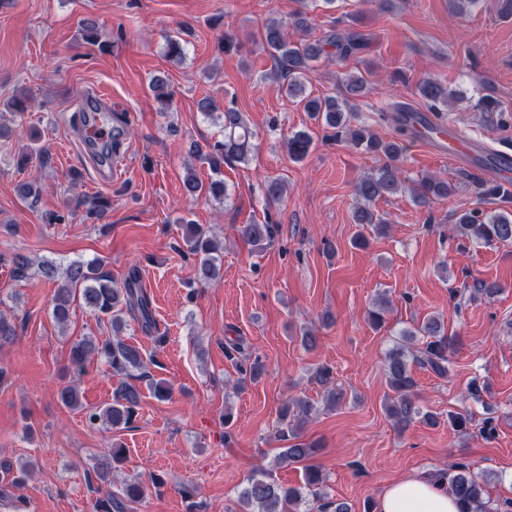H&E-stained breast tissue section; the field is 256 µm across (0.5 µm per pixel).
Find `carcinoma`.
<instances>
[{"label":"carcinoma","instance_id":"cac0c4a2","mask_svg":"<svg viewBox=\"0 0 512 512\" xmlns=\"http://www.w3.org/2000/svg\"><path fill=\"white\" fill-rule=\"evenodd\" d=\"M483 4L484 0H448L449 9L458 15L469 14ZM290 25L304 31L310 28L307 15L302 11L294 13L290 22L268 19L260 34L263 48L279 65L275 75L283 81L286 96L303 103L304 111L309 113L311 119L332 130V136L337 141L356 151L386 158L383 166L365 175L354 187L357 205L353 211V222L382 233L385 230L384 220L375 213L372 205L380 198L401 190L399 163L403 160L404 145L397 140L384 141L368 129L351 124L350 115L354 107L350 99L361 96L367 89L364 76L349 74L344 77L348 96L342 100L331 95L313 97L307 93L314 64L332 53L347 56L355 43L348 37L333 35L325 40H308L297 44L288 38ZM327 46L332 47L333 51L325 50ZM416 90L435 112L448 107L449 96L452 95L447 85L437 78L419 82ZM222 119L224 136L214 142L210 152L211 169L216 177L205 184L196 174H189L183 185L191 197L227 196L224 179L219 177L221 164L226 161L242 162L247 157L253 132L242 113L227 108L222 112ZM311 146L307 132H296L288 141V155L294 161H301L308 156ZM451 192L452 186L447 181L424 177L417 184L415 199L426 205L448 199ZM185 227L183 244L179 245L178 250L195 257L194 282L206 284L220 275L221 254L205 227L190 221L185 222ZM279 230V225L268 222L242 224L238 228L240 236L254 250L265 249ZM454 230L461 237L487 245L512 242V212L487 214L480 209L466 211L456 218ZM41 271L49 280L56 277L63 280L51 301L52 315L57 322L68 321L72 302L78 299L85 308L112 326L113 336L110 338L99 340L90 337L73 342L69 350V363L75 372H82L88 361L99 358L111 367L113 373L127 379L148 376V364L141 349L119 336L129 320L147 335L158 332L151 298L143 287L138 266L133 265L127 270L121 287L96 260L72 261L63 269L52 263H44ZM17 329L18 325L12 318L0 313V347L15 338ZM401 336L421 342V346L414 350L409 351L405 346L398 345L387 353L386 373L395 397L390 399L385 409L393 426L403 432L418 421L431 426L438 423L437 415L418 403L416 381L410 364L438 377H447L452 339L448 337L444 323L436 317L424 319L416 328L402 331ZM225 356L234 362L243 382H254L266 372L262 360L245 353L237 341L225 347ZM58 399L68 409L83 408L79 391L73 385L59 389ZM140 401V389L126 380L113 391L111 403L101 409L86 411L87 422L91 426L101 423L113 428H125L132 422ZM312 410L307 399L285 400L280 410L276 438L288 443V446L278 455V465L302 463L312 457L314 444L300 441V418L308 416ZM126 456V448L113 443L99 460L96 466L97 485L94 488L97 495L95 512H134L135 505L146 497L147 487L140 481H126L120 486L112 483L114 464L126 461ZM447 480L448 493L458 503L459 512H496L490 505L485 483L471 473L470 464L457 463L452 473L447 475ZM323 482L321 472L309 466L304 488L286 487L275 482L272 470L261 467L247 479L239 494V502L247 507V512H300V506L309 504L311 500L317 502V512H349L346 503L331 501L322 492Z\"/></svg>","mask_w":512,"mask_h":512}]
</instances>
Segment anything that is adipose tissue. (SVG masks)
<instances>
[{"instance_id": "adipose-tissue-1", "label": "adipose tissue", "mask_w": 512, "mask_h": 512, "mask_svg": "<svg viewBox=\"0 0 512 512\" xmlns=\"http://www.w3.org/2000/svg\"><path fill=\"white\" fill-rule=\"evenodd\" d=\"M376 512H458V505L439 474H420L389 486Z\"/></svg>"}]
</instances>
